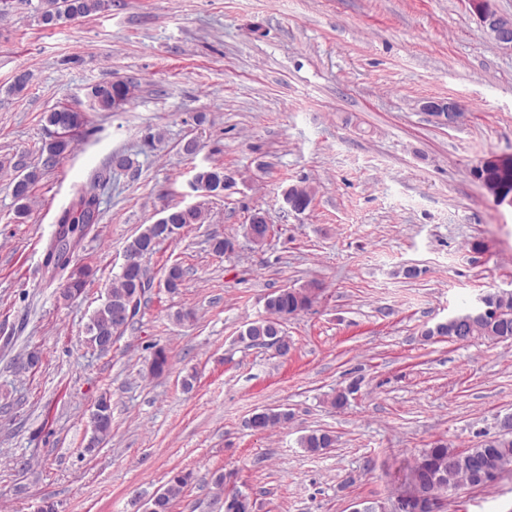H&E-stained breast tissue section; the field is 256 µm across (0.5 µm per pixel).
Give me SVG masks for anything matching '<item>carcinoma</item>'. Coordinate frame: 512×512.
Returning a JSON list of instances; mask_svg holds the SVG:
<instances>
[{"label": "carcinoma", "instance_id": "carcinoma-1", "mask_svg": "<svg viewBox=\"0 0 512 512\" xmlns=\"http://www.w3.org/2000/svg\"><path fill=\"white\" fill-rule=\"evenodd\" d=\"M110 7L108 0H41L38 8V21L47 28L57 25L66 19L87 17ZM91 97L94 105L101 111H110L116 102H130L129 85L123 81H110L92 87ZM47 123L54 130L69 128V132L59 134L46 146L45 164L54 162L67 151L71 145L70 132L84 125L83 114L66 106H57L46 115ZM37 171L21 172L14 177L12 194L17 203L18 217L26 215L31 197V189L37 181ZM224 170L221 167H209L199 170L194 176L197 189L212 196L216 191H222ZM285 199L293 208L304 211L312 201L313 189L307 185H292L284 192ZM208 218L204 205L185 207L174 206L154 224L146 225L131 241L125 252L138 254L143 251H156L161 244V226L172 224L182 229L194 224H203ZM101 219L98 194L94 191L81 190L77 192L71 203L57 219L58 229L66 228L70 232L68 247L58 248L57 240H52L44 257V266H53L60 272H68L65 297H75L82 294L89 282L91 271L88 267L72 264L73 255L81 241L91 232L88 225H95ZM185 271L174 263L165 269L164 285L167 291L175 292L182 285ZM141 272L137 267L120 270L113 275L108 289L110 300L116 304L135 292ZM321 285L310 281L299 287H285L267 294L264 308L267 316L247 324L242 336L257 345L273 347L271 340L283 334V323L308 310L318 296ZM512 311V293L497 292L483 296V309L475 311L471 308L465 312L436 324L423 332L428 339L434 337L446 338L453 342L460 341L462 333L457 321L471 320L468 329L469 336L474 339H484L488 342H499L512 339V317L499 316L500 310ZM169 367L168 355L163 347H155L150 362V372L161 375ZM358 391V383L352 382L347 387L333 392L328 396V402L336 410L343 409L349 397ZM97 405L107 409V413L96 415L91 413L90 426L97 429L99 439L105 440L112 433L111 397L102 394ZM293 419L292 413L282 408H268L255 413L249 420L248 426L258 432H270L281 428ZM300 447L310 454H321L336 445V435L330 430L316 429L303 435L299 441ZM512 466V434L483 440L465 450H457L445 443H437L424 449L411 468L409 475V490L403 512H427L425 510L428 496L439 491L443 496L451 490L461 487H480L489 485L497 480L499 475ZM193 474L185 470H172L165 485L156 491L162 498V508L159 512H167L171 502L179 497L191 483ZM256 501L250 494L236 491L224 495V512H254Z\"/></svg>", "mask_w": 512, "mask_h": 512}]
</instances>
